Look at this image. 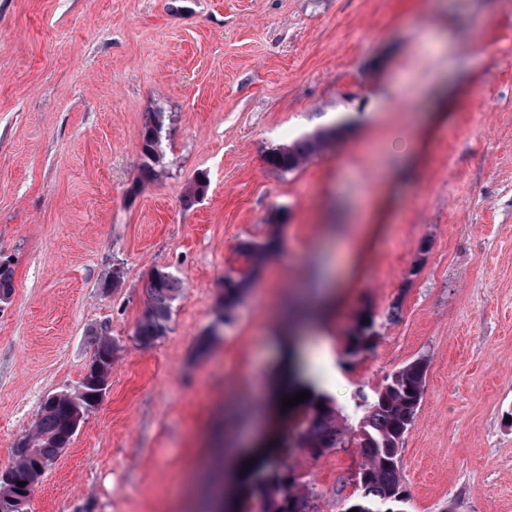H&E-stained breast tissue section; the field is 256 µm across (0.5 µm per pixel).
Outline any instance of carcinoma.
I'll list each match as a JSON object with an SVG mask.
<instances>
[{"label":"carcinoma","instance_id":"cac0c4a2","mask_svg":"<svg viewBox=\"0 0 512 512\" xmlns=\"http://www.w3.org/2000/svg\"><path fill=\"white\" fill-rule=\"evenodd\" d=\"M164 126L163 112L151 113L142 130L139 182L154 178L161 159ZM336 128H324L307 134L292 144L271 149L265 156L268 166L288 172L298 168L309 156L336 139ZM279 239L270 233L263 241H244L238 252L243 265L221 281L219 318L225 323L241 301L251 279L261 264L276 254ZM181 283L171 273L156 270L147 284L148 299L138 321L135 336L142 347H148L168 330L174 301L180 294ZM379 335L375 317L370 313L359 316L350 334L348 355L358 356L373 346ZM114 349L112 338L102 332L95 341L94 358L98 374L87 373L79 386L60 395L54 402L42 406L41 416L32 432L22 437L14 450L12 467L25 486L0 483V504L12 512H25L30 487L44 473L41 462H52L66 448L72 436L67 426L74 418L85 417L96 408L95 379H105L112 369ZM426 364L414 361L396 372L390 382L376 393L366 408L359 431L340 424L336 409L325 397L315 394L296 404V423L285 437L288 448H304L319 456L334 448L356 444L361 448L365 463L358 472L360 496L348 503L345 512H393L404 510L398 451L408 427L415 418L422 396ZM242 497L235 512H249L247 501L257 500L263 512H315L308 495L296 487L293 472L278 459L265 460L253 466L241 478Z\"/></svg>","mask_w":512,"mask_h":512}]
</instances>
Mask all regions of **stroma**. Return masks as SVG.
I'll return each mask as SVG.
<instances>
[{"label":"stroma","mask_w":512,"mask_h":512,"mask_svg":"<svg viewBox=\"0 0 512 512\" xmlns=\"http://www.w3.org/2000/svg\"><path fill=\"white\" fill-rule=\"evenodd\" d=\"M0 0V469L46 398L76 388L108 326L104 400L36 484L26 512H201L238 492L224 438L288 377L271 328L295 286L339 278L346 426L411 362L423 396L399 450L407 512H512V0ZM444 109L403 169L360 274L351 256L387 147ZM165 115L163 158L136 186L141 132ZM377 119L291 172L269 149ZM197 204L183 199L197 180ZM281 246L227 323L219 283L241 242ZM183 283L168 331L135 339L154 270ZM396 318H389L392 305ZM371 312L379 337L351 357ZM317 512H344L361 449L281 450Z\"/></svg>","instance_id":"obj_1"}]
</instances>
